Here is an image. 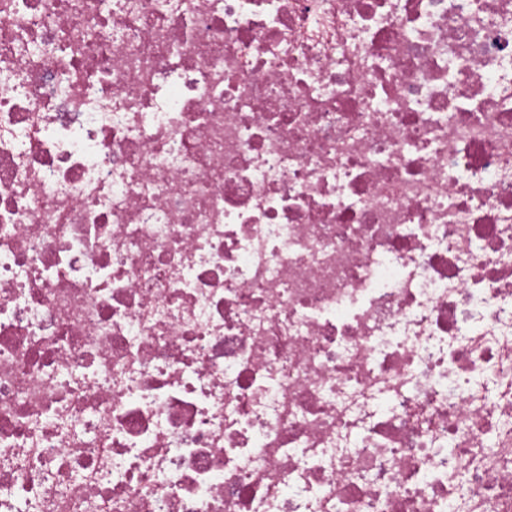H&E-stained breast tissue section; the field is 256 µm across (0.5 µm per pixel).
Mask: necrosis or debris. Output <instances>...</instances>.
<instances>
[{
	"label": "necrosis or debris",
	"instance_id": "1",
	"mask_svg": "<svg viewBox=\"0 0 512 512\" xmlns=\"http://www.w3.org/2000/svg\"><path fill=\"white\" fill-rule=\"evenodd\" d=\"M0 512H512V0H0Z\"/></svg>",
	"mask_w": 512,
	"mask_h": 512
}]
</instances>
